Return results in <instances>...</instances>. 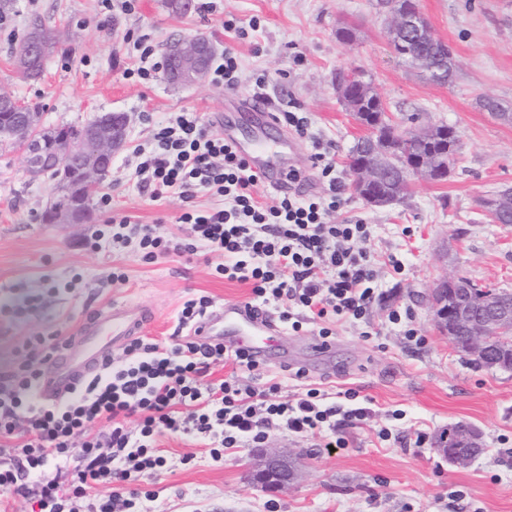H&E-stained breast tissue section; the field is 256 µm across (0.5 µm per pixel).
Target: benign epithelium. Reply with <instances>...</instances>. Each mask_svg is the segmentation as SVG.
Wrapping results in <instances>:
<instances>
[{"label": "benign epithelium", "mask_w": 512, "mask_h": 512, "mask_svg": "<svg viewBox=\"0 0 512 512\" xmlns=\"http://www.w3.org/2000/svg\"><path fill=\"white\" fill-rule=\"evenodd\" d=\"M427 21L417 3L411 10H390V39L404 34L424 33ZM217 54L214 43L205 35H198L191 43L176 42L167 46V79L173 83L192 85L202 79ZM418 70L432 82L448 81V72L427 60L418 61ZM364 82L360 73L341 70L336 73L334 83L341 101L353 108L352 91ZM128 117L124 113L106 112L98 117L90 134L85 137L81 151L73 157L79 168L81 182L77 190H86L91 195L108 174L110 168L104 162L112 158V152L125 142ZM437 125L429 124L408 130L405 139L417 147L412 162L403 167L394 166L403 144L374 136L364 149L351 155L350 167L354 174L353 190L368 205L385 207L393 204L403 194L413 178L428 181H444L450 173V158L458 149L460 135L445 148L434 147L433 137ZM26 171L44 173L64 165L59 159L47 156L42 141L29 135L24 140ZM61 195L44 213V220L55 222L62 217L74 218L78 210L72 197V188L60 189ZM433 320L436 327L452 342L463 341L465 352L475 362L483 364L490 358L492 343L508 327L512 326V292L500 288H487L483 299L476 302L471 297L467 281L457 274L440 280L431 292ZM453 437L459 439L463 451L448 459L454 466H465L472 457L467 448H480V437L473 429L459 423L453 426ZM257 476L264 485L285 487L295 476L290 457L272 448L261 455L256 463Z\"/></svg>", "instance_id": "obj_1"}]
</instances>
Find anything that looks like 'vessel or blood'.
<instances>
[{
  "label": "vessel or blood",
  "instance_id": "vessel-or-blood-1",
  "mask_svg": "<svg viewBox=\"0 0 512 512\" xmlns=\"http://www.w3.org/2000/svg\"><path fill=\"white\" fill-rule=\"evenodd\" d=\"M248 104L258 112L256 132L252 138H239L230 126H220L219 131L252 168L264 173L272 189L285 190L289 170L285 156L296 150L297 142L293 139H270L269 130L279 125L275 113L268 111L259 99H249ZM153 317L151 309L128 304L113 303L94 310L47 363L40 381V396L46 400L67 396L114 350L143 335ZM199 333L208 341L222 343L226 348L248 350L255 359L263 362L267 359L269 347L275 345L283 330L266 312L232 303L213 309L203 321Z\"/></svg>",
  "mask_w": 512,
  "mask_h": 512
}]
</instances>
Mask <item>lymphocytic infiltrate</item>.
<instances>
[{
    "label": "lymphocytic infiltrate",
    "instance_id": "f902f5d3",
    "mask_svg": "<svg viewBox=\"0 0 512 512\" xmlns=\"http://www.w3.org/2000/svg\"><path fill=\"white\" fill-rule=\"evenodd\" d=\"M279 120L311 140V165L325 193L259 199L262 180L236 148L196 112L183 110L153 124L148 145H137L135 184L151 201L183 202L181 223L190 243L172 242L157 225L111 211L113 245L135 243L141 261L172 253L217 257V276L249 284L251 306L278 312L293 333L305 325L330 338L341 321L364 320L377 298L371 233L362 220L336 222L342 206L335 155L312 132L310 118L283 112ZM213 199L208 208L195 200ZM59 336L30 335L15 345L11 372L0 377V504L20 498L31 512H149L156 493L139 488L167 464L158 442L185 436L201 442L211 460L226 450L261 447L271 430L305 436L334 430L336 416L359 422L368 408H344L319 389L288 401L279 382L244 350L188 336L167 346L142 336L105 361L69 397L47 401L38 386L43 356L58 351ZM231 365L232 376L209 379L211 368ZM246 371L260 385L237 377ZM108 430H99V423Z\"/></svg>",
    "mask_w": 512,
    "mask_h": 512
}]
</instances>
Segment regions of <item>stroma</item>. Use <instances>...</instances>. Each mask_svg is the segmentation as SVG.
Instances as JSON below:
<instances>
[{
	"label": "stroma",
	"mask_w": 512,
	"mask_h": 512,
	"mask_svg": "<svg viewBox=\"0 0 512 512\" xmlns=\"http://www.w3.org/2000/svg\"><path fill=\"white\" fill-rule=\"evenodd\" d=\"M433 34L451 46L452 79L436 84L401 63L388 37V11L379 0H220L216 12L176 15L163 0H138L134 13L116 14L111 30L97 26V0H18L16 13L0 24V87L38 107L44 124L79 125L104 112L128 113L122 148L113 156L101 190L114 210L141 224H156L171 239H191L180 223V200L150 201L138 192L131 155L144 143L150 120L190 109L204 121L222 115L240 136L251 137L253 111L230 105V93L202 79L188 87L166 80L141 84L123 77L136 60L134 38L146 35L164 48L179 38L206 35L217 46H234L240 77L250 84L267 73L265 103L274 111L304 112L323 143L336 153L343 207L338 220L360 217L370 226L367 243L376 261L378 297L365 320L336 326L335 372L325 371L304 338L289 335L268 354L266 374L282 396L294 399L305 386L331 397L355 393L367 419L337 420L347 445L334 450L320 435L271 430L267 447L298 454L301 475L282 489L262 485L247 464L258 449L235 448L213 462L194 441L163 438L168 468L145 480L158 497L154 512H512V371L488 370L459 353L434 327L429 295L438 280L455 271L512 291V224H496L479 202L512 186V120L481 106L490 97L512 113V0H419ZM259 17L255 42L225 33L224 17ZM67 32L62 49L39 79L21 80L13 48L32 17ZM357 32L346 44L341 23ZM260 54H253V46ZM356 70L372 83L396 120H421L457 128L461 147L448 179L412 180L406 196L374 209L354 192L349 156L365 130L337 96L338 70ZM56 182L31 178L21 148H0V376L15 362L14 345L32 334L70 336L88 308L113 302L145 305L155 320L150 337L174 342L176 313L197 294L214 304L246 303L248 285L216 276L203 257L172 254L147 264L129 250L103 243L93 253L83 242L107 215L92 204L83 224H47L42 215ZM129 281H110L113 265ZM59 293H51V286ZM409 311L413 341L389 320ZM299 359L306 380L282 366ZM476 428L483 453L468 466L448 464L434 438L449 425Z\"/></svg>",
	"instance_id": "stroma-1"
}]
</instances>
